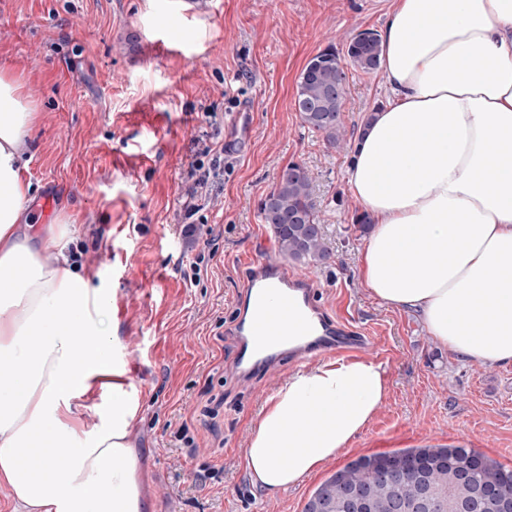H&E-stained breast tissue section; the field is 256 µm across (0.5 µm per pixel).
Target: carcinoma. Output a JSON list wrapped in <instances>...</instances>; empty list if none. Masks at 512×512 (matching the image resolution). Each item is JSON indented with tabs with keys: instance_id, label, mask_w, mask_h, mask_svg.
<instances>
[{
	"instance_id": "1",
	"label": "carcinoma",
	"mask_w": 512,
	"mask_h": 512,
	"mask_svg": "<svg viewBox=\"0 0 512 512\" xmlns=\"http://www.w3.org/2000/svg\"><path fill=\"white\" fill-rule=\"evenodd\" d=\"M380 54L379 35L365 29L351 38L345 53L329 46L310 58L296 88L295 106L302 123L333 146L342 141L343 101L336 100V92L346 94L345 67L370 73L378 69ZM261 215L273 230L280 254L306 265L329 259L304 165L294 162L280 170L275 187L261 203ZM392 460L409 464L415 474L389 480L385 465ZM355 490L369 500V512H456L454 505L460 503L468 505V512H502L499 505H512V468L464 447L363 455L321 483L303 512H351L349 495Z\"/></svg>"
}]
</instances>
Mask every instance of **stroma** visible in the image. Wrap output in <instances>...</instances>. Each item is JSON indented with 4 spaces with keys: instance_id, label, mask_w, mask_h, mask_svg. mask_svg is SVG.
Segmentation results:
<instances>
[{
    "instance_id": "35a3bbf8",
    "label": "stroma",
    "mask_w": 512,
    "mask_h": 512,
    "mask_svg": "<svg viewBox=\"0 0 512 512\" xmlns=\"http://www.w3.org/2000/svg\"><path fill=\"white\" fill-rule=\"evenodd\" d=\"M387 10V0H202L187 16L178 0H0V71L40 114L18 147L33 185L25 212L37 228L67 230L73 263L115 298L155 512H302L329 476L271 495L246 468L249 425L297 365L238 375L230 331L244 257L315 280L327 322L372 339L364 357L383 365L389 396L337 466L463 446L512 467V363L455 358L415 315L381 305L358 281L365 233L346 170L363 116L386 100L382 77L348 71L338 147L294 105L308 59L382 31ZM172 30L182 45L169 42ZM200 138L217 151L199 154ZM291 162L312 178L330 253L321 265L279 255L261 219Z\"/></svg>"
}]
</instances>
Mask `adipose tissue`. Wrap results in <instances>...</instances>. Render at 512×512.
<instances>
[{"label":"adipose tissue","mask_w":512,"mask_h":512,"mask_svg":"<svg viewBox=\"0 0 512 512\" xmlns=\"http://www.w3.org/2000/svg\"><path fill=\"white\" fill-rule=\"evenodd\" d=\"M381 45L388 100L347 168L372 224L358 279L382 305L418 312L460 359L512 363V0H389ZM38 120L0 74V484L19 512H151L112 297L63 236L29 232L18 146ZM29 334L43 338L35 358ZM388 392L366 359L289 374L251 424L253 482L274 493L319 472Z\"/></svg>","instance_id":"obj_1"}]
</instances>
